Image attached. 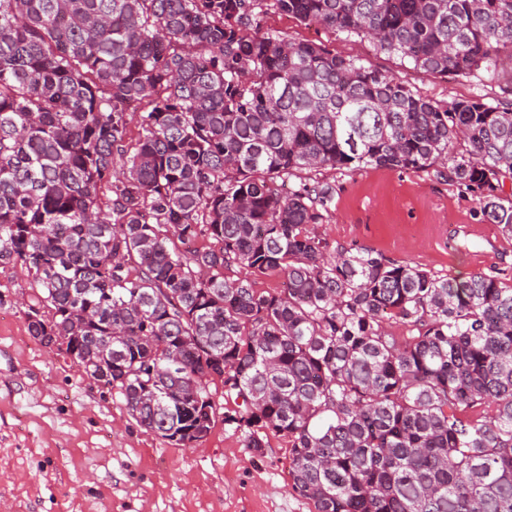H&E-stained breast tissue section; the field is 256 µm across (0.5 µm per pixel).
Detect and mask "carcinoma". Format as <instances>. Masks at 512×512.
<instances>
[{
	"label": "carcinoma",
	"instance_id": "cac0c4a2",
	"mask_svg": "<svg viewBox=\"0 0 512 512\" xmlns=\"http://www.w3.org/2000/svg\"><path fill=\"white\" fill-rule=\"evenodd\" d=\"M272 11L433 77L512 60V0H0V267L31 278L29 332L187 448L221 379L224 424L288 439L314 512H512V285L331 249L314 176L433 169L512 235V110L441 105Z\"/></svg>",
	"mask_w": 512,
	"mask_h": 512
}]
</instances>
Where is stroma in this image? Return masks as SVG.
<instances>
[{"mask_svg": "<svg viewBox=\"0 0 512 512\" xmlns=\"http://www.w3.org/2000/svg\"><path fill=\"white\" fill-rule=\"evenodd\" d=\"M266 28L325 45L398 77L441 104L482 98L512 109V77L434 78L371 41L269 14ZM335 204L319 233L442 276L493 274L512 283V236L477 200L434 171H326ZM24 268H0V503L8 512H313L291 487V451L262 450L216 418L194 448L137 424L120 396L29 333Z\"/></svg>", "mask_w": 512, "mask_h": 512, "instance_id": "1", "label": "stroma"}]
</instances>
